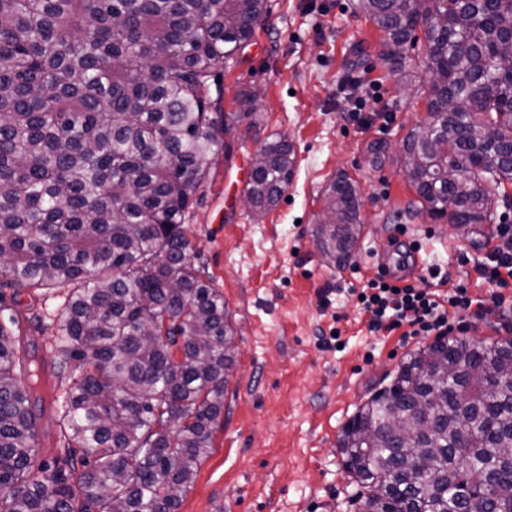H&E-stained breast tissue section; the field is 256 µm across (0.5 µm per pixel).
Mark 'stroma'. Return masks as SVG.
Returning a JSON list of instances; mask_svg holds the SVG:
<instances>
[{"instance_id": "stroma-1", "label": "stroma", "mask_w": 512, "mask_h": 512, "mask_svg": "<svg viewBox=\"0 0 512 512\" xmlns=\"http://www.w3.org/2000/svg\"><path fill=\"white\" fill-rule=\"evenodd\" d=\"M357 2L270 0V15L252 41L213 70L214 112L240 120L216 148L185 230L195 264L224 295L235 364L213 447L179 512H357L338 437L357 408L429 343L368 331L356 291L377 265L412 281L429 269L441 271L449 285L463 284L483 304L481 318H467L464 337L508 335L474 267L496 245L497 225H512V206L499 207L495 223L464 227L407 213L416 192L403 174V144L425 114L418 89L429 75L416 63V46L407 47L403 72L388 74L375 52L382 34ZM359 46L369 54L348 71ZM353 76L376 86L357 121L343 110L345 81ZM280 138L294 151L292 181L255 220L244 203L252 159L264 142ZM374 140L387 145L379 165L366 152ZM342 173L358 187L362 226L350 259L337 264L323 255L316 230L323 192ZM398 237L420 243L417 264L396 254ZM60 302L51 288L0 287V322L11 323L21 355L35 357L59 392L77 372L73 362L63 372L54 368L53 315ZM333 327L343 348L319 341Z\"/></svg>"}]
</instances>
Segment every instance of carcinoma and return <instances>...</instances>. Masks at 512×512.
Returning a JSON list of instances; mask_svg holds the SVG:
<instances>
[{"label":"carcinoma","mask_w":512,"mask_h":512,"mask_svg":"<svg viewBox=\"0 0 512 512\" xmlns=\"http://www.w3.org/2000/svg\"><path fill=\"white\" fill-rule=\"evenodd\" d=\"M378 56L422 30L426 114L404 140L410 215L486 224L512 203V0H358ZM268 0H0V279L56 287L52 347L81 362L52 398L67 458L33 473L36 373L17 372L0 323V512H178L210 453L234 366L224 294L183 229L228 117L212 70L268 15ZM457 179L444 176L448 164ZM295 166L263 144L246 189L263 216ZM346 174L317 229L346 259L360 234ZM512 340H437L413 352L338 440L359 512H512Z\"/></svg>","instance_id":"carcinoma-1"}]
</instances>
